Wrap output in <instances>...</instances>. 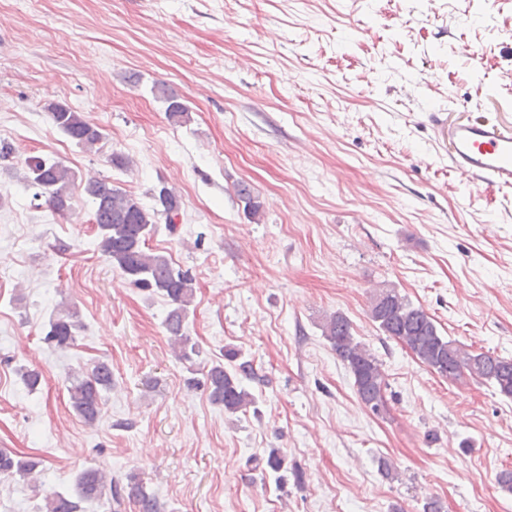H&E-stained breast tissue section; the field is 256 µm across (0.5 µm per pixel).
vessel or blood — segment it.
I'll list each match as a JSON object with an SVG mask.
<instances>
[{
    "label": "vessel or blood",
    "instance_id": "vessel-or-blood-1",
    "mask_svg": "<svg viewBox=\"0 0 512 512\" xmlns=\"http://www.w3.org/2000/svg\"><path fill=\"white\" fill-rule=\"evenodd\" d=\"M451 168L471 179L512 188V122L474 115L442 127Z\"/></svg>",
    "mask_w": 512,
    "mask_h": 512
}]
</instances>
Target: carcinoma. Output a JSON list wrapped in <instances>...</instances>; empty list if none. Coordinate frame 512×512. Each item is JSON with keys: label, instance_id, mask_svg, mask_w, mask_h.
Segmentation results:
<instances>
[{"label": "carcinoma", "instance_id": "carcinoma-1", "mask_svg": "<svg viewBox=\"0 0 512 512\" xmlns=\"http://www.w3.org/2000/svg\"><path fill=\"white\" fill-rule=\"evenodd\" d=\"M166 115L173 123L189 120L188 107L180 97L165 89ZM54 126L82 149L98 151L105 139L103 129L61 101L46 104ZM23 180L39 189L36 196L46 205L65 215L73 205V189L80 183L84 194L94 204L98 249L110 264L122 271L130 284L150 294L167 298L169 310L164 319L166 332L173 338L178 357L190 361L198 355V345L186 334L185 324L194 301L196 281L187 270L174 265L163 253L147 246L159 220L169 230L176 229L180 199L163 185L153 190V205L147 206L133 194L113 186L105 179L77 175L59 161L33 157L25 162ZM236 194L246 216L260 220L263 204L249 185L240 183ZM370 318L386 336L401 342L412 354L439 376L456 381L463 375L486 380L500 395L512 398V358L489 352H474L441 335L434 319L421 307L413 305L395 287L384 285L370 303ZM82 322L79 311L61 306L45 326L44 342L57 350H65L76 342ZM323 335L336 356L350 370L359 400L373 414L387 412L385 372L375 355L352 332L350 321L336 312L323 324ZM254 375L253 366L245 361L229 369L214 363L203 374V380L192 379V387L203 386L212 404L224 412H244L254 404L253 395L241 379ZM112 389V367L105 361L90 369H79L68 378L69 402L74 412L87 425L95 424L102 414L104 393ZM41 462L26 456L0 451V478L23 479L39 468ZM139 512H159L160 504L146 492L136 477L130 478L127 492ZM121 493L115 481L101 468H87L77 477L75 495L54 494L45 500V512H80L81 504L106 501L120 502Z\"/></svg>", "mask_w": 512, "mask_h": 512}]
</instances>
